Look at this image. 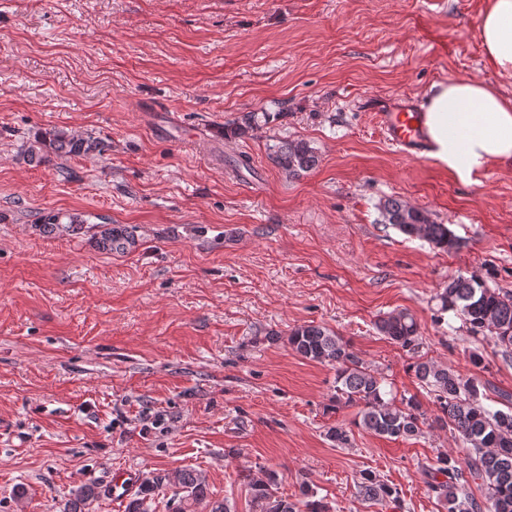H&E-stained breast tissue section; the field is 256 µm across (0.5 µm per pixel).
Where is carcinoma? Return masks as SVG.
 <instances>
[{
	"mask_svg": "<svg viewBox=\"0 0 512 512\" xmlns=\"http://www.w3.org/2000/svg\"><path fill=\"white\" fill-rule=\"evenodd\" d=\"M56 156H81L101 149L100 142L89 137L58 129L42 141ZM276 163L290 175L313 168L317 155L304 141H283L275 155ZM385 223L401 233L421 237L439 249L458 247V238L446 224H437L423 211L391 197L380 204ZM127 230L108 227L101 232L100 244L110 252L125 250ZM437 321L451 312L473 336L489 326L496 327V339L504 356L512 355V292L489 287L477 275L458 276L437 294ZM378 332L410 350L417 346L419 325L406 311H397L375 323ZM288 345L300 357L336 366V403L362 406L358 425L379 436L410 439L421 431L420 405L409 398L402 405L385 399L384 380L350 350L342 337L320 325H303L288 334ZM416 378L436 395L442 416L437 423L451 427L467 448L464 460L448 455L437 457L436 463L422 468L428 490L448 507V512H512V408L491 411L479 403L477 380L465 378L448 367H440L429 359L419 358L413 364ZM254 512H329V506L304 485L302 498L293 501L279 494L275 471L260 467L246 475ZM164 478L142 483L131 497L125 512H149L147 500ZM486 486L485 501H478L471 485ZM175 486L168 500L170 512H231L228 504L209 497L205 480L191 469L176 472ZM357 492L366 500H391L400 503L397 489L379 480L371 470H363L357 481ZM98 497L95 489L78 488L63 512H89Z\"/></svg>",
	"mask_w": 512,
	"mask_h": 512,
	"instance_id": "obj_1",
	"label": "carcinoma"
}]
</instances>
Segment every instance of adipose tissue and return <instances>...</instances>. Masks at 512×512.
I'll return each instance as SVG.
<instances>
[{
	"mask_svg": "<svg viewBox=\"0 0 512 512\" xmlns=\"http://www.w3.org/2000/svg\"><path fill=\"white\" fill-rule=\"evenodd\" d=\"M480 37L487 59L512 73V0H491ZM433 156L460 177L485 165L512 164V102L480 82L436 84L426 108Z\"/></svg>",
	"mask_w": 512,
	"mask_h": 512,
	"instance_id": "adipose-tissue-1",
	"label": "adipose tissue"
}]
</instances>
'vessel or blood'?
I'll list each match as a JSON object with an SVG mask.
<instances>
[{"instance_id":"1","label":"vessel or blood","mask_w":512,"mask_h":512,"mask_svg":"<svg viewBox=\"0 0 512 512\" xmlns=\"http://www.w3.org/2000/svg\"><path fill=\"white\" fill-rule=\"evenodd\" d=\"M368 109L374 113L386 140L398 153L409 159L423 158L429 142L424 114L414 101L404 98L400 103L389 105L380 99L370 103Z\"/></svg>"}]
</instances>
